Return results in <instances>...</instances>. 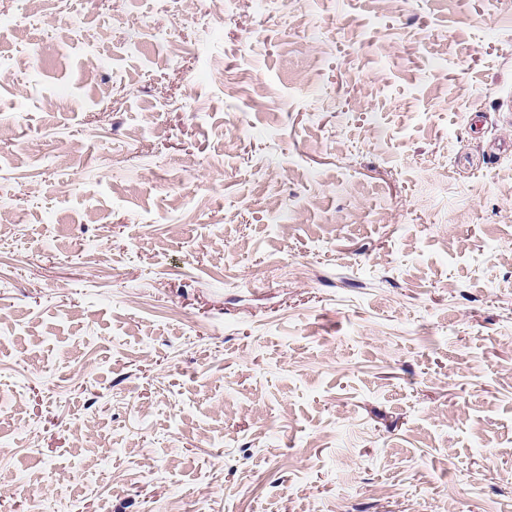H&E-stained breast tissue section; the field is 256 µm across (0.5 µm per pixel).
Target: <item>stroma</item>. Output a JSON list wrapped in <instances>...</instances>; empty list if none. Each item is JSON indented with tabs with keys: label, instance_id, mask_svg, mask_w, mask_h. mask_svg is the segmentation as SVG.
<instances>
[{
	"label": "stroma",
	"instance_id": "35a3bbf8",
	"mask_svg": "<svg viewBox=\"0 0 512 512\" xmlns=\"http://www.w3.org/2000/svg\"><path fill=\"white\" fill-rule=\"evenodd\" d=\"M0 512H512V0H0Z\"/></svg>",
	"mask_w": 512,
	"mask_h": 512
}]
</instances>
